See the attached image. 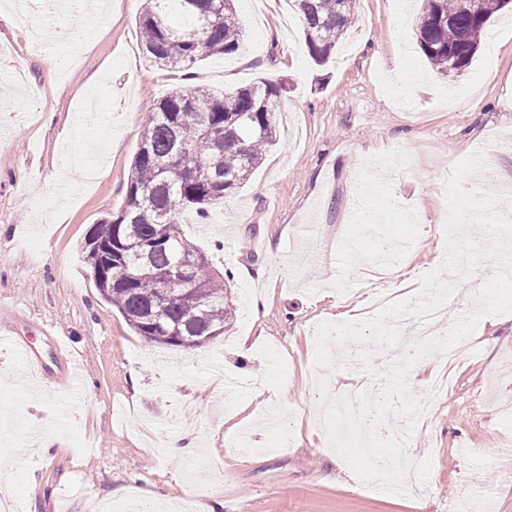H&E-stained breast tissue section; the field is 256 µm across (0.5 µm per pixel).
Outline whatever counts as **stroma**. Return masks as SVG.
<instances>
[{"instance_id":"1","label":"stroma","mask_w":512,"mask_h":512,"mask_svg":"<svg viewBox=\"0 0 512 512\" xmlns=\"http://www.w3.org/2000/svg\"><path fill=\"white\" fill-rule=\"evenodd\" d=\"M142 0H104L85 16L29 0L25 13L0 0V325L32 337L48 367L56 360L40 326L78 354V385L35 376L0 344V500L26 512H124L139 492L153 512L174 504L222 503L221 512H512V313L489 315L468 336L469 359L448 391L430 396L427 362L411 386L429 398L431 432H414L416 459L431 458L422 493L389 494L362 483L330 445L316 379L329 397L379 392L354 370L315 368L310 331L337 321L344 296L361 300L353 268L380 260L374 241H413L412 271L437 269L444 243V182L482 148L494 173L478 187L500 193L512 177V4L488 25L470 66L445 76L416 43L421 0H354L353 22L335 54L316 65L291 0H238L240 51L207 58L192 82L232 91L264 79L288 85L278 142L249 182L214 205L186 236L224 270L237 316L224 336L191 350L147 342L96 289L84 261L87 232L117 214L149 111L180 77L149 67L138 28ZM423 77L400 96L389 71ZM467 104H457L462 92ZM397 158L390 188L381 162ZM365 194L381 224L353 220ZM264 299L255 316L253 304ZM237 381L234 389L215 371ZM56 419L47 447L32 426ZM190 433L200 455L170 457L161 442Z\"/></svg>"}]
</instances>
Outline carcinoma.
I'll return each instance as SVG.
<instances>
[{
    "instance_id": "obj_1",
    "label": "carcinoma",
    "mask_w": 512,
    "mask_h": 512,
    "mask_svg": "<svg viewBox=\"0 0 512 512\" xmlns=\"http://www.w3.org/2000/svg\"><path fill=\"white\" fill-rule=\"evenodd\" d=\"M305 44L317 63L327 62L352 23L353 0H294ZM462 0H424L417 42L431 65L446 74L471 63L486 24L504 0H479L473 13ZM138 24L142 48L155 66L187 77L205 57L238 52L242 31L235 0H145ZM284 80L217 94L207 87H177L150 109L118 214L91 230L112 251L84 247L91 277L104 300L150 342L186 349L180 337L224 335L235 317L223 273L182 232L186 211L205 219L209 209L242 188L276 141ZM155 243L146 261L154 275H137L128 247ZM184 260L200 284L193 295L162 275Z\"/></svg>"
}]
</instances>
